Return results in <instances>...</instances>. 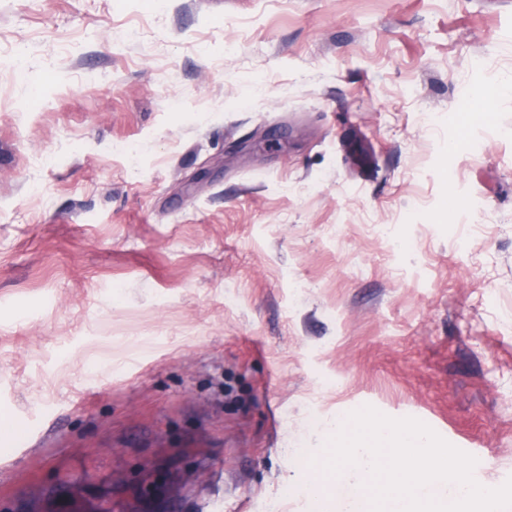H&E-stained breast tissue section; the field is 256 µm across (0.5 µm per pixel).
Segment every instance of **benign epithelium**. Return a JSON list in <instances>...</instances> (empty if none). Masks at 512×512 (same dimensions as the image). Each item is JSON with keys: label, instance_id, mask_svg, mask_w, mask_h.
Instances as JSON below:
<instances>
[{"label": "benign epithelium", "instance_id": "benign-epithelium-1", "mask_svg": "<svg viewBox=\"0 0 512 512\" xmlns=\"http://www.w3.org/2000/svg\"><path fill=\"white\" fill-rule=\"evenodd\" d=\"M91 478L83 474L63 482V491L30 501L22 509H4L0 512H155L147 507L117 501L112 497L113 475L99 479L95 492L89 491Z\"/></svg>", "mask_w": 512, "mask_h": 512}]
</instances>
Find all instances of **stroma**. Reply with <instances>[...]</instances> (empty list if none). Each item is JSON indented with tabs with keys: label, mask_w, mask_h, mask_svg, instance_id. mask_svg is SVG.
<instances>
[{
	"label": "stroma",
	"mask_w": 512,
	"mask_h": 512,
	"mask_svg": "<svg viewBox=\"0 0 512 512\" xmlns=\"http://www.w3.org/2000/svg\"><path fill=\"white\" fill-rule=\"evenodd\" d=\"M365 405L512 477V0H0V504L310 512ZM113 473L99 479L98 489L91 493L90 476L85 473L69 478L63 484V491L30 501L22 509H4L1 512H158L154 509L117 501L112 497Z\"/></svg>",
	"instance_id": "obj_1"
}]
</instances>
